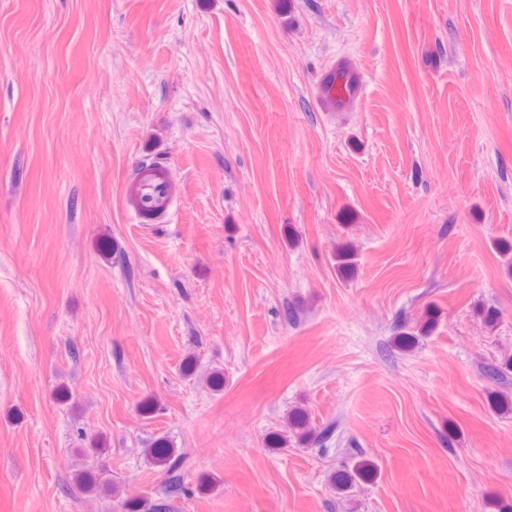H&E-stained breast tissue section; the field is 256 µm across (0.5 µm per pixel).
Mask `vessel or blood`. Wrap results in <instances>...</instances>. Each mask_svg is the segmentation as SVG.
<instances>
[{
	"label": "vessel or blood",
	"mask_w": 512,
	"mask_h": 512,
	"mask_svg": "<svg viewBox=\"0 0 512 512\" xmlns=\"http://www.w3.org/2000/svg\"><path fill=\"white\" fill-rule=\"evenodd\" d=\"M361 74L347 61L340 60L327 69L317 83L319 98L332 109L352 111L362 98ZM135 216L140 223H153L155 216L169 213L175 203L168 166L156 163L138 165L129 184Z\"/></svg>",
	"instance_id": "obj_1"
}]
</instances>
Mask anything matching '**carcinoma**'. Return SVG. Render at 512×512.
I'll use <instances>...</instances> for the list:
<instances>
[{"mask_svg": "<svg viewBox=\"0 0 512 512\" xmlns=\"http://www.w3.org/2000/svg\"><path fill=\"white\" fill-rule=\"evenodd\" d=\"M147 454L152 464L159 468L164 476L162 486L153 497H135L127 500L125 512H178L175 499L190 494L189 487L184 481V454L177 452V449L162 438L153 442ZM356 475L368 478L371 476V470L363 466L357 467L352 473L343 470L333 476V482L336 488L344 490L352 487Z\"/></svg>", "mask_w": 512, "mask_h": 512, "instance_id": "cac0c4a2", "label": "carcinoma"}]
</instances>
